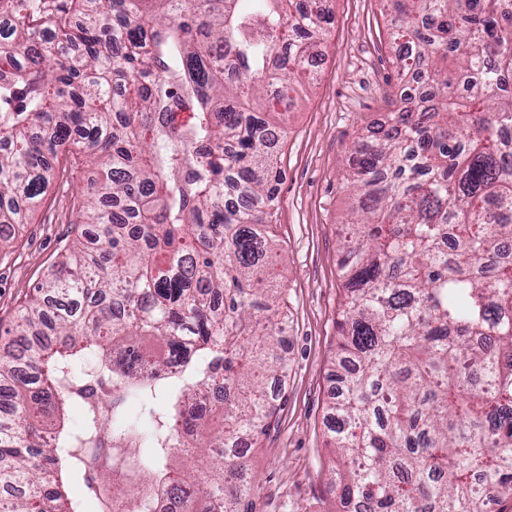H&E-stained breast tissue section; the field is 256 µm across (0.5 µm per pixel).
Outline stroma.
<instances>
[{"mask_svg": "<svg viewBox=\"0 0 512 512\" xmlns=\"http://www.w3.org/2000/svg\"><path fill=\"white\" fill-rule=\"evenodd\" d=\"M334 20L311 68L316 82L288 114L278 203L269 219L284 266L269 268L288 300V377L270 381L277 420L246 459L257 485L253 512H337L324 422L339 369L340 225L351 204L341 173L352 146L391 110L394 79L382 0H331ZM101 169L66 166L13 247L0 254V349L13 316L77 227V200Z\"/></svg>", "mask_w": 512, "mask_h": 512, "instance_id": "obj_1", "label": "stroma"}]
</instances>
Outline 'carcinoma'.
<instances>
[{
    "label": "carcinoma",
    "mask_w": 512,
    "mask_h": 512,
    "mask_svg": "<svg viewBox=\"0 0 512 512\" xmlns=\"http://www.w3.org/2000/svg\"><path fill=\"white\" fill-rule=\"evenodd\" d=\"M5 2L0 250L61 154L104 170L95 237L0 354V512H252L236 447L288 372L265 219L329 0ZM385 2L416 87L343 174L331 489L343 512H483L491 488L512 504V0ZM147 341L179 370L130 353Z\"/></svg>",
    "instance_id": "1"
}]
</instances>
